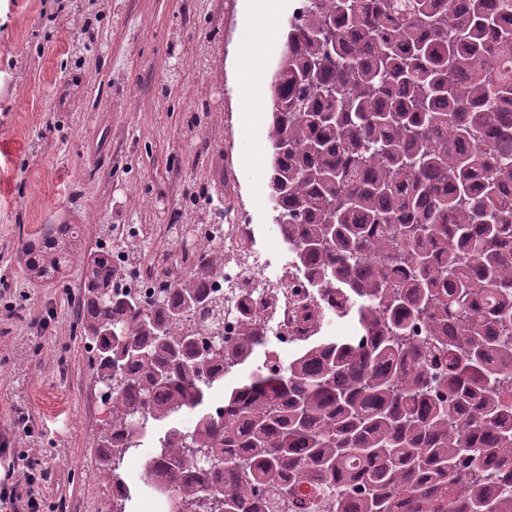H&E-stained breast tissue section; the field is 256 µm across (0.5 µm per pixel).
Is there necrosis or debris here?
<instances>
[{
  "label": "necrosis or debris",
  "instance_id": "obj_1",
  "mask_svg": "<svg viewBox=\"0 0 512 512\" xmlns=\"http://www.w3.org/2000/svg\"><path fill=\"white\" fill-rule=\"evenodd\" d=\"M219 244L224 249V273L211 279L210 290L224 297V338L233 340L238 331L239 288H260L274 295L273 305L259 303L258 309L267 325L271 366L280 368L296 356L310 334L316 312H303L301 300L311 293L305 278L295 273L271 277L268 273L271 256L288 250V244L278 225L266 228L263 247L254 243V227L247 217H237L235 223H225L223 215H215L213 223L182 229L176 244L184 259H192L203 244ZM161 469L151 461L133 457L124 462L112 480V495L123 503L134 504L137 512H174L173 494L155 492Z\"/></svg>",
  "mask_w": 512,
  "mask_h": 512
}]
</instances>
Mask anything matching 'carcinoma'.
<instances>
[{"mask_svg":"<svg viewBox=\"0 0 512 512\" xmlns=\"http://www.w3.org/2000/svg\"><path fill=\"white\" fill-rule=\"evenodd\" d=\"M269 93L273 223L326 322L357 333L256 366L214 417L206 392L266 338L248 294L236 340L198 347L223 335L204 291L221 247L144 307L88 255L80 335L115 376L102 465L133 453L119 433L164 425L151 454L177 512H263L266 492L290 512H512V0H301ZM80 236L50 225L18 253L57 273Z\"/></svg>","mask_w":512,"mask_h":512,"instance_id":"carcinoma-1","label":"carcinoma"}]
</instances>
